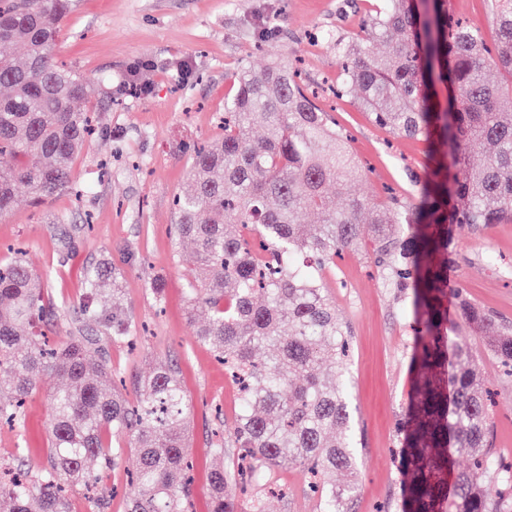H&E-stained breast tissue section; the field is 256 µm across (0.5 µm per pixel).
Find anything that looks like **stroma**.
<instances>
[{
  "label": "stroma",
  "mask_w": 512,
  "mask_h": 512,
  "mask_svg": "<svg viewBox=\"0 0 512 512\" xmlns=\"http://www.w3.org/2000/svg\"><path fill=\"white\" fill-rule=\"evenodd\" d=\"M375 7L374 0H77L62 26L56 62L100 84L86 105L95 133L72 162L70 189L39 204L19 190L13 212L0 216V261L19 253L44 275L58 309L48 334L53 342L73 327L84 269L103 262L121 268L128 311L146 333L136 356H128L124 345H110L112 362L122 369L131 400L140 394L136 381L158 361L178 372L192 410V512L208 509L214 467L209 448L218 429L213 409L219 405L233 413L237 393L186 315L193 247L175 246L171 226L173 197L186 185L187 148L219 136L215 116L241 65L259 70L274 60L297 59L304 81L321 83L336 75L340 62L332 45L310 43L308 34H358ZM448 11L493 44L490 0H448ZM332 106V118L365 167L358 192L381 199L391 189L405 202L417 197L427 173L428 143L378 127L354 97L333 100ZM62 213L68 224L56 223ZM154 271L165 278L159 305L149 293ZM448 290L464 292L512 322V223L454 225ZM330 293L353 331L348 372L360 491L352 512H398L397 423L410 386L412 315L404 298L385 288L372 260L361 255L337 261ZM474 348L482 384L495 394L490 446L512 456V377L483 341ZM49 412L45 392L29 398L23 427L0 429V463H8L21 443L31 457L45 456ZM134 465L127 457L102 473L105 510L97 509L92 495L74 490L77 512H126L124 491ZM275 477L291 494L268 499V512H317L316 502L301 493L305 471L284 468Z\"/></svg>",
  "instance_id": "35a3bbf8"
}]
</instances>
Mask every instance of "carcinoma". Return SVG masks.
I'll return each instance as SVG.
<instances>
[{"instance_id": "cac0c4a2", "label": "carcinoma", "mask_w": 512, "mask_h": 512, "mask_svg": "<svg viewBox=\"0 0 512 512\" xmlns=\"http://www.w3.org/2000/svg\"><path fill=\"white\" fill-rule=\"evenodd\" d=\"M491 2L492 47L448 17L447 0H381L363 36L336 40L339 92L356 94L392 134L431 146L428 179L408 205L356 191L363 169L347 136L286 65L243 67L224 105V134L192 149L173 230L177 242L193 245L198 265L187 310L192 319L208 311L197 339L238 389L228 428L236 460L224 467V439L212 442L221 464L209 475V512H264L262 497L245 508L236 489L264 486L286 467L312 474L318 512H350L358 493L352 413L345 386L324 372L347 369L349 326L323 277L344 252L370 256L384 285L411 298V380L397 424L400 512H509L512 467L489 449L472 340L484 337L487 351L512 367V325L460 291L456 319L448 318L452 225L512 221V88L487 76L512 78V0ZM74 7L0 0V155L8 157L0 216L19 185L38 203L67 188L89 136L77 104L94 94V81L53 57ZM438 84L443 102L432 92ZM472 141L488 150L472 153ZM307 210L317 215L311 224L301 222ZM122 278L115 266L86 270L73 330L58 344L46 338L54 311L42 278L20 257L0 264V422L19 421L27 398L43 389L51 406L45 459L18 448L12 463L0 464V512H72L71 492L99 480L88 462L105 470L128 454L135 470L127 512H189V402L177 373L158 363L131 403L93 333L105 326L114 343L137 340ZM456 452L471 456L469 469H455Z\"/></svg>"}]
</instances>
